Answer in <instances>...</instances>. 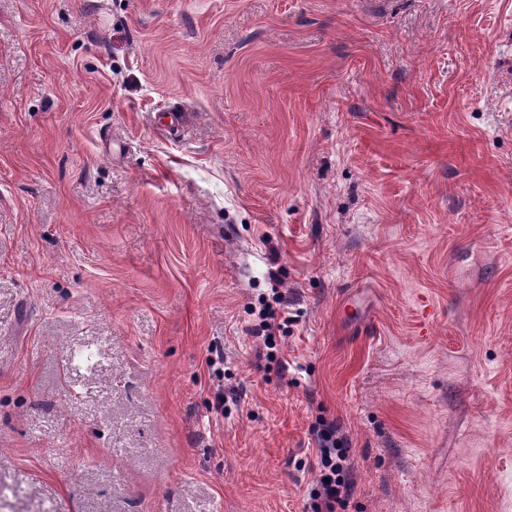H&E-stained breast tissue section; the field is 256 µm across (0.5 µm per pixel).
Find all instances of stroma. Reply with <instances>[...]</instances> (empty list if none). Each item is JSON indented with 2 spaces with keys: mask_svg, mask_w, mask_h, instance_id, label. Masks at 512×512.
<instances>
[{
  "mask_svg": "<svg viewBox=\"0 0 512 512\" xmlns=\"http://www.w3.org/2000/svg\"><path fill=\"white\" fill-rule=\"evenodd\" d=\"M322 419L512 512V0H0V512H305ZM273 301L276 305L275 307L269 302L261 304L258 312V323L249 329L253 336L264 339L268 349L274 348L275 337L280 336V332H287L288 324L293 322L292 317H288V311L284 308L287 302L285 296L278 293L273 298Z\"/></svg>",
  "mask_w": 512,
  "mask_h": 512,
  "instance_id": "1",
  "label": "stroma"
}]
</instances>
